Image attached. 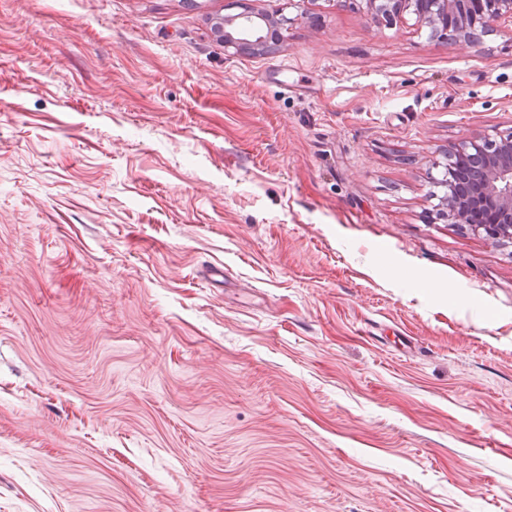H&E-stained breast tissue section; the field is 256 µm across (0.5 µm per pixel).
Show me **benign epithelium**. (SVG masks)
Returning a JSON list of instances; mask_svg holds the SVG:
<instances>
[{
    "label": "benign epithelium",
    "mask_w": 512,
    "mask_h": 512,
    "mask_svg": "<svg viewBox=\"0 0 512 512\" xmlns=\"http://www.w3.org/2000/svg\"><path fill=\"white\" fill-rule=\"evenodd\" d=\"M377 17L392 18L410 12L430 35L452 32L464 42L502 32L512 23V0H367ZM229 21L224 47L266 51L277 41L279 26L288 22L267 15L245 14ZM475 153V169H458L450 162L457 152ZM444 165L445 205L433 219L467 224L486 237L497 239L512 233V135L500 140L464 141L448 153Z\"/></svg>",
    "instance_id": "1"
}]
</instances>
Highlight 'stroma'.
I'll return each mask as SVG.
<instances>
[{"mask_svg": "<svg viewBox=\"0 0 512 512\" xmlns=\"http://www.w3.org/2000/svg\"><path fill=\"white\" fill-rule=\"evenodd\" d=\"M510 134L506 33L0 0V512H512V239L426 220ZM237 19L241 20L238 24H236ZM259 21L263 23L260 24ZM288 21L287 17L275 20L267 15H241L234 21L226 23L230 30H225L224 46L255 52L267 51L280 35L279 25H284Z\"/></svg>", "mask_w": 512, "mask_h": 512, "instance_id": "35a3bbf8", "label": "stroma"}]
</instances>
